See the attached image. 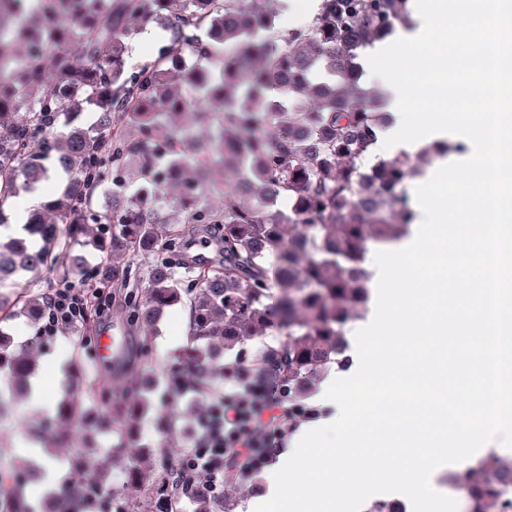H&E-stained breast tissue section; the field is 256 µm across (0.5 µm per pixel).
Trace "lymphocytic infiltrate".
I'll return each instance as SVG.
<instances>
[{
    "instance_id": "1",
    "label": "lymphocytic infiltrate",
    "mask_w": 512,
    "mask_h": 512,
    "mask_svg": "<svg viewBox=\"0 0 512 512\" xmlns=\"http://www.w3.org/2000/svg\"><path fill=\"white\" fill-rule=\"evenodd\" d=\"M288 408L267 372L240 389L213 399L193 424L190 450L178 463L186 476H200L213 487L224 484V461L248 459L251 471L269 465L282 446Z\"/></svg>"
}]
</instances>
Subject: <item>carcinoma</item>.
Here are the masks:
<instances>
[{
    "mask_svg": "<svg viewBox=\"0 0 512 512\" xmlns=\"http://www.w3.org/2000/svg\"><path fill=\"white\" fill-rule=\"evenodd\" d=\"M409 0H321L312 21L278 39L273 0H0V226L20 190L50 181L53 155L66 183L30 215L27 236H0V285L24 279L15 313L37 333L16 345L0 330V372L26 397L38 369L35 352L46 306L30 294L44 271L81 275L82 341L71 355L90 358L88 344L112 289L132 279L130 255L150 254L145 285L125 297L127 322L142 343L177 302L190 311L187 343L177 364L198 393L218 396L224 353L267 331L281 337L274 372L301 408L330 366H344L348 324L368 300L369 244L388 243L416 221L404 185L424 155L372 158L380 127L379 95L360 86V60L394 24L410 20ZM173 20L172 45L127 73L125 39L144 19ZM77 47L81 62L72 61ZM190 47L200 64L182 65ZM97 114L87 128L86 111ZM63 131L55 132L59 117ZM213 133L203 144L195 125ZM179 198L154 206L166 190ZM217 191L220 205L205 198ZM292 200L295 212L279 208ZM67 225L61 231L60 225ZM109 241L88 269L74 246L82 235ZM215 245L219 259L181 261L183 246ZM111 432L125 442L151 407L144 369L131 361ZM93 409L68 393L31 439L49 448L97 447ZM183 449L174 441L125 457L129 485L162 512H224V497L204 479L182 494L169 491ZM225 484L246 477L229 458ZM464 512H512V458L495 453L455 473ZM108 487L107 469L63 491L59 512ZM116 512L143 505L112 491ZM0 512H26L16 468L0 459Z\"/></svg>",
    "mask_w": 512,
    "mask_h": 512,
    "instance_id": "carcinoma-1",
    "label": "carcinoma"
}]
</instances>
